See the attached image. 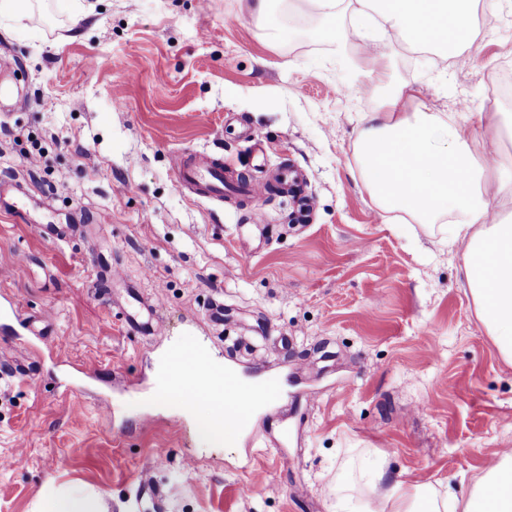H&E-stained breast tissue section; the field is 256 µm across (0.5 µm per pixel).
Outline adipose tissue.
I'll return each instance as SVG.
<instances>
[{"label":"adipose tissue","mask_w":512,"mask_h":512,"mask_svg":"<svg viewBox=\"0 0 512 512\" xmlns=\"http://www.w3.org/2000/svg\"><path fill=\"white\" fill-rule=\"evenodd\" d=\"M312 0L322 16L323 36L336 33L346 16L354 33L376 29L419 41L423 27L432 43L457 57L472 46L470 31L482 0ZM381 111L366 114L360 135V177L381 210L401 211L416 223L450 220L452 241L463 242V273L477 314L500 357L512 364V218L490 207L491 198L512 194L501 164L477 161L467 139L449 119L426 108L396 118L391 110L404 94L381 72ZM157 404L198 416L202 438L230 444L238 437L231 416L219 413L214 393L176 392ZM35 512H106L102 495L85 488L48 487ZM336 512H512V451L479 477L467 495L449 487L411 484L388 477L382 461H364L355 478L336 484Z\"/></svg>","instance_id":"obj_1"}]
</instances>
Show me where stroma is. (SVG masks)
<instances>
[{
    "label": "stroma",
    "mask_w": 512,
    "mask_h": 512,
    "mask_svg": "<svg viewBox=\"0 0 512 512\" xmlns=\"http://www.w3.org/2000/svg\"><path fill=\"white\" fill-rule=\"evenodd\" d=\"M320 24L309 0H276L266 26L248 0H45L0 18V85L28 99L0 122V193L15 203L0 210V302L15 310L0 315V512L71 484L108 512H336L331 488L359 451L459 492L512 449V364L475 314L464 247L363 186L371 44L324 40ZM381 45L405 88L398 112L424 103L482 159L512 157V138L477 118L512 115V0L485 5L467 58ZM191 151L255 179L302 169L314 208L301 223L287 195L191 199L175 174ZM49 224L72 231L55 241ZM48 308L44 335H16ZM172 345L275 375L281 397L233 444H205L193 418L149 402L170 384ZM149 461L159 498L135 494Z\"/></svg>",
    "instance_id": "stroma-1"
}]
</instances>
